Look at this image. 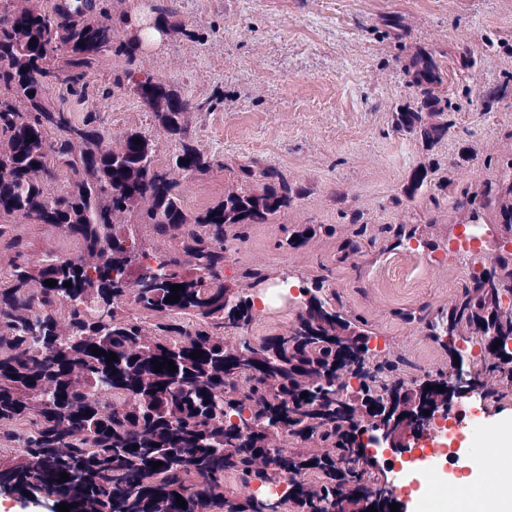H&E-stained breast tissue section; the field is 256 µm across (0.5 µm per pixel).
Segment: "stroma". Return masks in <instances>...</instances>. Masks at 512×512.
<instances>
[{"label":"stroma","mask_w":512,"mask_h":512,"mask_svg":"<svg viewBox=\"0 0 512 512\" xmlns=\"http://www.w3.org/2000/svg\"><path fill=\"white\" fill-rule=\"evenodd\" d=\"M159 0H104L117 39L122 17L149 25ZM177 29L141 47L134 62L103 54L82 95L58 85L50 99L74 120L97 113L105 137L119 146L140 132L155 145L158 166L169 173L189 213L223 201L241 186L240 164L278 168L310 192L270 224L249 225L224 261V282L260 298L266 284L289 283L290 302L258 303L244 336L225 335L232 349L240 338L259 343L293 326L310 292L336 296L337 311L370 336L374 357L396 364V378L425 379L447 373L446 345L432 341L423 323L404 312L447 311L470 271L456 251L470 208L467 192L497 179L512 160V0H176ZM435 52L447 72L444 90L453 125L433 156L450 184L428 187L415 201H400L401 187L423 151L396 131L393 113L410 102L404 66L416 51ZM473 64H461L462 53ZM137 68L175 87L190 103V138L213 159L193 174L173 162L179 144L151 108L116 79ZM500 90L491 108L480 91ZM214 100L209 110L198 103ZM472 158L457 165V151ZM361 224H353L352 215ZM30 243L29 259L66 256L69 238L17 214L0 215ZM306 224L316 235L296 247L286 238ZM414 233L418 253L410 268L422 287H407L392 271L398 225ZM265 275L255 284L249 271ZM497 399L486 402V445L497 448L500 475L512 480V379L496 376Z\"/></svg>","instance_id":"35a3bbf8"}]
</instances>
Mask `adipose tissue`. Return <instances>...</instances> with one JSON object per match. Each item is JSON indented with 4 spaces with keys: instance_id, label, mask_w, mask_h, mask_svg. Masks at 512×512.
Instances as JSON below:
<instances>
[{
    "instance_id": "ef3b65f1",
    "label": "adipose tissue",
    "mask_w": 512,
    "mask_h": 512,
    "mask_svg": "<svg viewBox=\"0 0 512 512\" xmlns=\"http://www.w3.org/2000/svg\"><path fill=\"white\" fill-rule=\"evenodd\" d=\"M497 465V451L489 448L481 466L473 474L461 478L460 483L471 489V497L449 498L445 512H512V484L505 481H489L486 474Z\"/></svg>"
}]
</instances>
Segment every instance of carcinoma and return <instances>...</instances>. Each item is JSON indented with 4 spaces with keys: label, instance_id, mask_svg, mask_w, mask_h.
I'll use <instances>...</instances> for the list:
<instances>
[{
    "label": "carcinoma",
    "instance_id": "cac0c4a2",
    "mask_svg": "<svg viewBox=\"0 0 512 512\" xmlns=\"http://www.w3.org/2000/svg\"><path fill=\"white\" fill-rule=\"evenodd\" d=\"M178 25L174 8H156L155 29ZM141 45L138 37L115 40L92 0H66L51 10L43 0L25 11L0 9V139L9 144L0 153V214L47 224L81 244L76 260L52 256L34 267L30 243L12 225L0 224V249L13 254L9 283L0 287V444L20 447L18 455L0 458V487L53 495L73 505L70 512H86L90 504L94 512H333L338 506L355 512L361 499L343 497L354 487L385 512L387 489L367 474L366 428L352 420L353 405L387 398L428 405L441 395V378L418 388L387 381L396 365L368 367L357 359L369 335L315 295L288 332L258 344L245 339L236 353L225 352L220 331L244 330L254 318L252 297L224 283L231 246L226 229L270 224L308 189L275 167L257 170L251 162L239 166L241 178L257 175L262 188H240L190 215L177 184L157 165L149 138L130 133L114 150L96 113L76 123L50 104L47 93L57 83L83 92L102 53L132 62ZM404 70L412 101L396 109L394 126L431 152L452 126L451 105L440 93L445 74L429 50L416 52ZM123 82L179 142L175 166L206 173L211 160L187 134L182 114L189 103L179 91L131 69L117 78ZM59 167L69 172L73 189L52 195L43 179ZM439 170L426 157L404 183V196L414 200ZM507 192L512 160L482 188L497 223L512 227V210L500 205ZM146 200L142 219L160 235H176L179 251L152 255L116 223ZM142 257L162 274L154 287L135 292L138 306L157 316L152 336L123 314L127 295L118 288L138 278ZM48 279L57 284L45 285ZM175 284L185 289L178 302L167 303ZM505 295H512V261L500 255L470 276L447 312L418 321L435 341L466 333L483 345L488 325L500 340L512 339V311L493 323L486 319ZM62 304L67 314L60 318ZM189 316L196 319L191 329ZM194 351L203 356L192 359ZM110 352L117 356L112 363L105 358ZM153 359L171 360L177 371L165 366L158 372ZM353 362L362 384L344 401L322 385H303L307 377H330L336 365ZM103 390L115 393L112 403ZM20 421L34 429L17 431ZM285 438L298 447L284 451L279 443ZM311 443L339 451L344 468L311 452ZM151 461L163 465L154 470ZM63 472L69 480L59 483ZM229 472L247 484L285 489L276 498H240L223 491Z\"/></svg>",
    "mask_w": 512,
    "mask_h": 512
}]
</instances>
